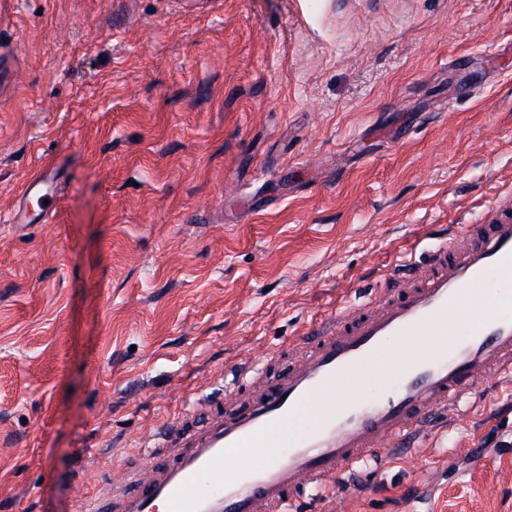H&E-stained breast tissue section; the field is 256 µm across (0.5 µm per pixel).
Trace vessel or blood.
I'll return each mask as SVG.
<instances>
[{
    "label": "vessel or blood",
    "instance_id": "b4317fda",
    "mask_svg": "<svg viewBox=\"0 0 512 512\" xmlns=\"http://www.w3.org/2000/svg\"><path fill=\"white\" fill-rule=\"evenodd\" d=\"M57 204L39 171L13 220H45ZM498 288H512V216L461 226L428 264L316 326L283 369L254 370L248 392L207 401L204 419L190 411L164 423L142 442L164 460L106 470L80 512H292L337 474L409 447L479 382L512 379V311H501ZM255 451L260 462L225 468Z\"/></svg>",
    "mask_w": 512,
    "mask_h": 512
}]
</instances>
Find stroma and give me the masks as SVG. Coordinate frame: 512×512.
Here are the masks:
<instances>
[{
    "instance_id": "stroma-1",
    "label": "stroma",
    "mask_w": 512,
    "mask_h": 512,
    "mask_svg": "<svg viewBox=\"0 0 512 512\" xmlns=\"http://www.w3.org/2000/svg\"><path fill=\"white\" fill-rule=\"evenodd\" d=\"M0 512H78L141 436L512 206V0H0ZM50 164L59 205L14 226ZM512 512V382L337 477Z\"/></svg>"
}]
</instances>
